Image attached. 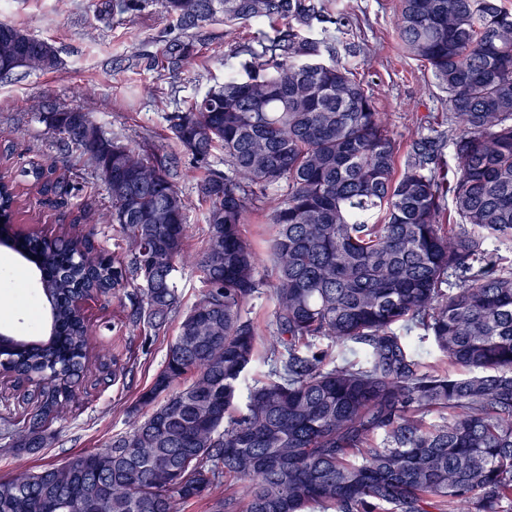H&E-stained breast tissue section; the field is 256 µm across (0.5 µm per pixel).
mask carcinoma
<instances>
[{"label": "carcinoma", "mask_w": 512, "mask_h": 512, "mask_svg": "<svg viewBox=\"0 0 512 512\" xmlns=\"http://www.w3.org/2000/svg\"><path fill=\"white\" fill-rule=\"evenodd\" d=\"M144 0H112L133 14ZM402 50L448 92V131L400 143L367 85L337 56V0H160L180 32L266 22L232 50L238 73L165 114L203 168L204 288L180 318L129 429L105 448L0 478V512H512V11L499 0H399ZM58 64L55 46L0 22V77ZM39 119L87 153L127 243L111 258L77 236L11 232L0 180V238L40 272L43 338L0 352L23 380L16 452L50 444L46 423L88 369L82 293L128 300L125 326L164 329L181 305L189 198L164 162L110 137L81 108ZM452 146L453 162L443 149ZM224 154L220 170L215 151ZM36 169L39 193L73 191ZM450 199L461 223L440 217ZM270 206L261 269L248 217ZM266 296L272 320L248 316ZM416 339L450 365L422 370ZM364 345L362 351L353 348ZM256 365L260 373L244 383Z\"/></svg>", "instance_id": "carcinoma-1"}]
</instances>
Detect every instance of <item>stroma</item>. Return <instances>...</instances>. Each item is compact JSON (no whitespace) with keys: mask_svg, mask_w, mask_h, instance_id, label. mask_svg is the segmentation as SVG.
<instances>
[{"mask_svg":"<svg viewBox=\"0 0 512 512\" xmlns=\"http://www.w3.org/2000/svg\"><path fill=\"white\" fill-rule=\"evenodd\" d=\"M103 2L0 0V22L52 41L59 58L55 69H21L0 79V174L10 180L18 197L23 230L53 238L69 227L79 236L92 234L96 244L115 252L119 238L112 229V199L105 186L96 179L88 156L58 143L38 121V112L79 107L106 132L130 145L158 156L174 155V181L192 198L185 241L189 260L178 275L181 306L186 309L203 287L194 260L204 247L206 205L192 197L198 170L170 139L164 119L167 106L159 92L171 89L177 97L189 99L223 82L225 52L235 43L249 41L253 30L241 28L233 40L225 37L223 23L208 25L191 64L173 74L160 66L162 50L174 32L157 0L138 16L124 19L106 12ZM338 6L364 41L349 60L394 131L405 135L426 116L445 117L447 92L436 85L423 63L409 58L398 45L393 27L398 0H338ZM50 164L61 181L75 185V192L38 194L28 172ZM81 208L86 211L85 221L72 225ZM0 271L10 277L9 282H0V331L35 335L28 305L40 290L37 272L5 247H0ZM122 318L117 300L110 297L92 299L85 306L91 332L90 368H97L102 356L121 352L133 367L125 383L82 384L76 401L49 422L50 445L22 454L0 447V477L63 463L128 430L127 410L161 369L179 320L171 318L145 352L133 332L122 326Z\"/></svg>","mask_w":512,"mask_h":512,"instance_id":"35a3bbf8","label":"stroma"}]
</instances>
